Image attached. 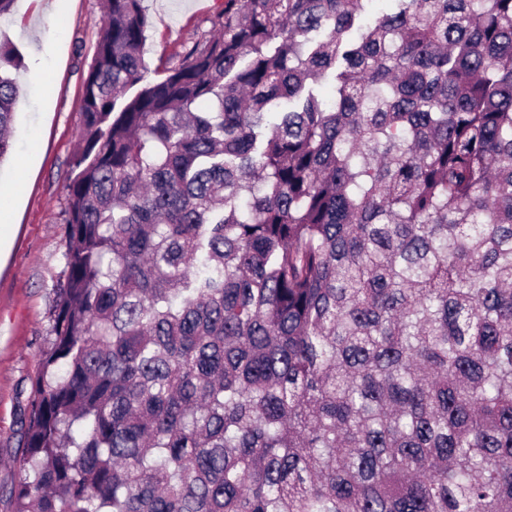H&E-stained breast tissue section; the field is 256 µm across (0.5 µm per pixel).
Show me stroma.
<instances>
[{
  "label": "stroma",
  "mask_w": 512,
  "mask_h": 512,
  "mask_svg": "<svg viewBox=\"0 0 512 512\" xmlns=\"http://www.w3.org/2000/svg\"><path fill=\"white\" fill-rule=\"evenodd\" d=\"M222 0H143L151 19L145 46L159 65L190 44ZM102 0H15L0 35L23 53L13 75L20 105L13 147L0 160V512H12V460L21 417L47 344L63 278L61 211L78 130L84 78L102 23Z\"/></svg>",
  "instance_id": "obj_1"
}]
</instances>
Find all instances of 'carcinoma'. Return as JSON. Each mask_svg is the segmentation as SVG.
<instances>
[{
    "label": "carcinoma",
    "instance_id": "1",
    "mask_svg": "<svg viewBox=\"0 0 512 512\" xmlns=\"http://www.w3.org/2000/svg\"><path fill=\"white\" fill-rule=\"evenodd\" d=\"M142 2L84 80L14 512H512V0H224L154 68Z\"/></svg>",
    "mask_w": 512,
    "mask_h": 512
}]
</instances>
